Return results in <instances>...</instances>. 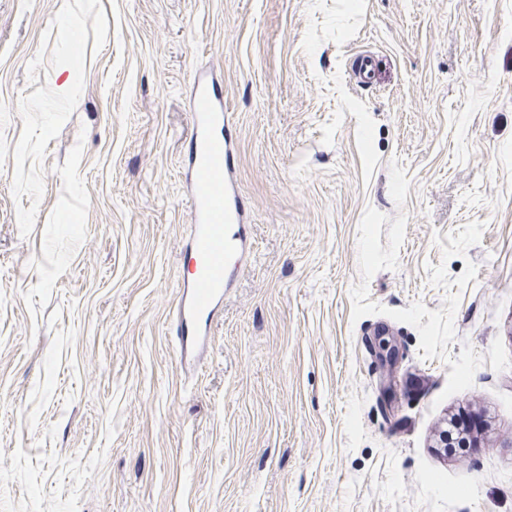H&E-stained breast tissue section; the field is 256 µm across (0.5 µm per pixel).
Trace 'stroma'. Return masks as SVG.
<instances>
[{"mask_svg":"<svg viewBox=\"0 0 512 512\" xmlns=\"http://www.w3.org/2000/svg\"><path fill=\"white\" fill-rule=\"evenodd\" d=\"M198 73L252 249L188 376ZM0 512H512V0H0Z\"/></svg>","mask_w":512,"mask_h":512,"instance_id":"stroma-1","label":"stroma"}]
</instances>
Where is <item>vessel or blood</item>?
Returning a JSON list of instances; mask_svg holds the SVG:
<instances>
[{
	"label": "vessel or blood",
	"instance_id": "vessel-or-blood-1",
	"mask_svg": "<svg viewBox=\"0 0 512 512\" xmlns=\"http://www.w3.org/2000/svg\"><path fill=\"white\" fill-rule=\"evenodd\" d=\"M189 166L194 186L192 230L184 247L193 268L176 296L171 333L182 367L196 365L210 328L244 257V210L230 175L234 168L231 134L223 133L224 101L213 84L195 81L191 93Z\"/></svg>",
	"mask_w": 512,
	"mask_h": 512
}]
</instances>
